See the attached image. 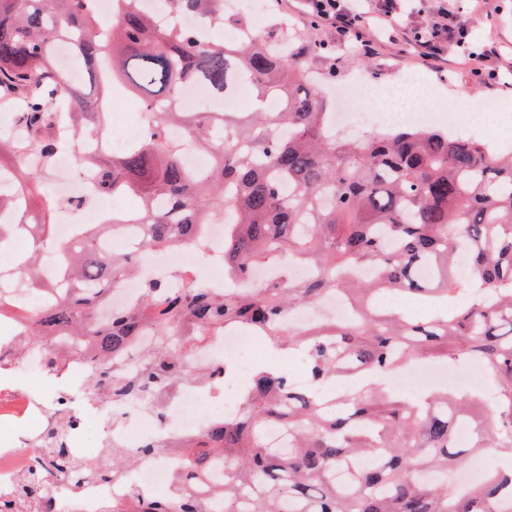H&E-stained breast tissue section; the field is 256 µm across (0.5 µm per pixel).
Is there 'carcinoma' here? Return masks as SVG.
<instances>
[{
    "instance_id": "carcinoma-1",
    "label": "carcinoma",
    "mask_w": 512,
    "mask_h": 512,
    "mask_svg": "<svg viewBox=\"0 0 512 512\" xmlns=\"http://www.w3.org/2000/svg\"><path fill=\"white\" fill-rule=\"evenodd\" d=\"M118 20L104 29L96 0H0V104L16 110L25 139L0 143V212L11 230L50 239L52 225L32 224L33 208L52 215L58 200L38 188L67 148V132L105 129L115 86L147 100L145 139L82 162L97 173L103 195L134 196L133 211L112 212L78 250H66L70 290L34 311L30 335L58 332L95 336L116 356L152 328L156 346L143 352L139 376L112 370V400L132 399L148 385L169 389L193 376L195 349L229 326L247 327L279 348L299 349L310 384L295 386L280 373L260 372L248 384L241 409L198 438L184 454L192 484L216 456L224 457L222 512H512V470L490 474L461 491L448 471L486 448L512 455V148L444 129L396 127L349 139L336 135L319 99L308 56L300 47L277 51L250 34L228 45L192 27L160 29L141 0H112ZM171 10L210 25L224 22V0H166ZM71 43L83 75L96 88L79 93L59 68L54 46ZM252 85L255 101L277 102L260 117L228 123L211 112H183L181 91L204 85L217 95L236 81ZM177 125L180 140L168 136ZM211 155L200 172L184 152ZM145 226L139 248L163 250L196 243L204 226L224 221V269L241 279L272 253L311 263L318 275L272 284L247 294L212 288L168 292L148 280L138 305L96 319L100 300L130 272L133 256L102 257L104 230L130 220ZM466 251L477 281L453 273L455 252ZM429 265L433 281L417 275ZM372 267L359 282L352 271ZM342 292L355 313L344 321L295 331L285 317L296 306ZM400 292L438 312L422 320L381 309L377 295ZM438 351L450 365L465 359L486 372L494 403L474 393L444 389L401 400L377 384L409 360ZM474 428L469 447L455 449L454 430ZM277 425L288 448L267 437ZM64 428H50L43 444L49 467L76 478L113 480L124 467L159 455L161 448L112 449L91 462L69 453ZM361 458L376 464L354 472L347 489L336 470ZM38 474L20 486L18 505L44 499ZM135 512H209L189 491L175 500L145 496Z\"/></svg>"
}]
</instances>
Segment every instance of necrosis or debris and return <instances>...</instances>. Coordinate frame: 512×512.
Masks as SVG:
<instances>
[{"label":"necrosis or debris","mask_w":512,"mask_h":512,"mask_svg":"<svg viewBox=\"0 0 512 512\" xmlns=\"http://www.w3.org/2000/svg\"><path fill=\"white\" fill-rule=\"evenodd\" d=\"M357 107L351 112L337 113L335 129L355 128L362 132L380 130L391 121L422 124L426 115L404 112L390 119L379 108V100L390 97L388 88L370 83L359 76L352 81ZM145 126L138 114L112 112L105 136L96 137V144L119 151L143 139ZM54 192L65 206L60 210L56 226L57 246H48L38 255L41 278L65 289L67 278L61 267L59 246L74 245L77 236L70 202L89 204L97 199V177L92 168H82L77 179L58 180ZM25 254L24 242L15 247H0V293L9 297L36 298L38 304L52 302L53 294H32L14 272ZM198 251L191 246L140 255L143 275L126 278L114 286L106 301L97 310L98 320H105L113 310L138 302L145 279L162 278L173 288L203 285L230 292L244 287H257L283 278L281 264L252 268L248 280L227 275L220 262H212L209 273H202ZM354 310L341 294L325 296L313 307L296 310L286 317L296 329L332 319L342 321ZM261 341L247 328L231 327L198 347L193 364L198 378L182 383L175 391L160 395L147 392L144 399H132L113 405L111 396L92 392L96 382L95 367L86 349L73 344L70 337L55 335L48 343L35 344L24 320H0V491L17 489L29 474H42L49 494L59 512H104L111 501L128 502L129 489L145 495H172L180 484L182 473L178 448L189 439L199 437L215 423L233 414L243 399V380L250 373ZM57 356L59 365L50 368V356ZM230 360L236 367L235 377L217 379L211 367L217 359ZM469 366L449 368L427 363L420 369L394 377L399 387L428 385L457 386L471 378ZM69 423L68 439L91 442L95 450L112 446L137 448L145 441L157 440L161 456L145 461L132 471L108 483L92 478L74 479L49 470L45 466L46 451L42 440L51 423Z\"/></svg>","instance_id":"obj_1"}]
</instances>
